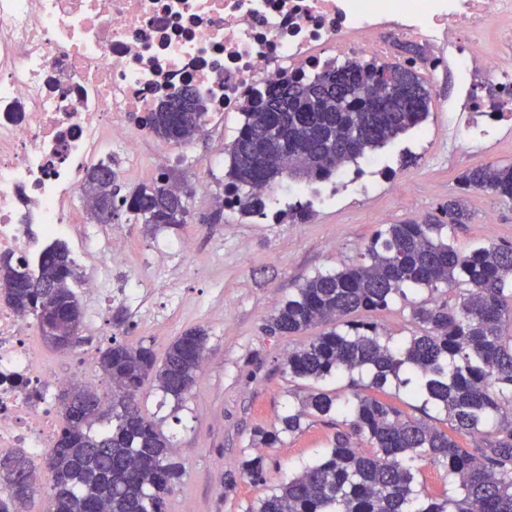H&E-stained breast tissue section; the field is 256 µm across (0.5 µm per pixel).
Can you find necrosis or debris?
<instances>
[{"label": "necrosis or debris", "instance_id": "obj_1", "mask_svg": "<svg viewBox=\"0 0 512 512\" xmlns=\"http://www.w3.org/2000/svg\"><path fill=\"white\" fill-rule=\"evenodd\" d=\"M421 45L431 70L457 81L454 135L482 144L512 127V0H0V256L37 261L72 247L86 291L128 262L124 236L82 223V176L112 155L135 161L165 93L201 97L205 129L259 93L344 58L389 54L388 35ZM364 174L339 168L335 203ZM32 316L0 301V452L39 455L57 439L54 400L77 374L45 364Z\"/></svg>", "mask_w": 512, "mask_h": 512}]
</instances>
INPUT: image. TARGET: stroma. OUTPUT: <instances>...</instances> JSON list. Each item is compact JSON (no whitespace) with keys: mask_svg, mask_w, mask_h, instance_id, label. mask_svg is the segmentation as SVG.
<instances>
[{"mask_svg":"<svg viewBox=\"0 0 512 512\" xmlns=\"http://www.w3.org/2000/svg\"><path fill=\"white\" fill-rule=\"evenodd\" d=\"M427 84L430 110L421 128L375 151L377 165L365 191L313 209L306 223L277 224L232 210L225 212L223 222L209 224L205 218L217 207L212 198L191 199V215L177 232H150L129 222L125 212H117L114 222L128 238L129 264L112 270L105 302L82 307L84 318L101 322L102 333L84 331L83 343L67 351L53 350L43 337H36L47 363L97 377L100 393L106 394L110 385L100 378L96 362L112 340L141 342L160 356L187 329L207 330L205 370L182 402L162 399L149 381L138 396L143 412L158 419L171 437L173 454L184 471L166 512H245L289 474L321 457L336 429L349 422L353 385L369 384V374L317 382L290 378L285 372L289 352L309 343L318 331L274 336L266 330L275 307L306 279L357 263L377 231L441 216L449 198L458 195L465 197L472 213L470 223L452 232L458 250L512 246V203L487 192L462 191L458 183L459 176L476 165L512 164V130L479 148L450 142L448 102L454 78H431ZM242 122L241 113H225L222 133L195 140L191 160L173 164L169 175L186 181L204 177L223 185L226 149ZM185 238L195 242L190 258L171 255L158 261L159 243ZM142 270L149 272L156 287L153 313L145 318L136 317L132 302L121 294L126 281ZM364 318L396 342L416 330L409 307L399 300ZM315 387L335 394L344 412L304 418L302 431L281 435L265 450L271 460L265 484L239 478L242 460L260 449L255 429H279L281 417L297 411ZM231 475L238 482L229 490L224 482Z\"/></svg>","mask_w":512,"mask_h":512,"instance_id":"stroma-1","label":"stroma"}]
</instances>
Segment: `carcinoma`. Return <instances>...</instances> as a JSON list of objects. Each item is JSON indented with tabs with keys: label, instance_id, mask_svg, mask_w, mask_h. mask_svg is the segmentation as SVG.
Listing matches in <instances>:
<instances>
[{
	"label": "carcinoma",
	"instance_id": "carcinoma-1",
	"mask_svg": "<svg viewBox=\"0 0 512 512\" xmlns=\"http://www.w3.org/2000/svg\"><path fill=\"white\" fill-rule=\"evenodd\" d=\"M388 78L405 93L383 106L359 95L367 85ZM430 89L416 73L385 63L377 72L368 62L348 60L310 76L288 80L277 90L248 103L238 135L227 147L224 191L240 214L304 223L309 208L273 210L260 186L280 178L330 181L342 163L354 162L415 129L429 114ZM170 99L158 100L147 121L154 136L188 144L200 133L203 113L178 111ZM277 125L283 139L265 136ZM336 157H326L330 143ZM105 165L88 170L84 192L95 198L118 195L100 176ZM467 188L512 199V165L480 164L459 176ZM128 220L149 229H180L187 208L162 173L122 198ZM444 219L409 220L377 232L354 265L319 273L275 308L269 319L274 335L296 336L322 325L325 331L288 354L286 373L317 381L355 371L371 375L370 388L382 391L393 380L411 394L442 408L447 428L410 416L372 395L356 394L347 429L338 430L330 447L273 489L247 512H512V247L478 246L464 253L448 231L467 224L463 200L450 199ZM77 279L69 248L48 245L37 267L24 257L0 256V286L16 310L34 316L39 328L55 325L80 341L82 304L70 286ZM455 293L454 303L410 300L421 288L438 285ZM396 299L410 305L420 332L392 345L370 322H352L359 311L385 309ZM207 331L186 330L157 359L151 347L113 342L97 367L112 386L111 408L84 386L65 391V426L46 455L52 474L49 512H166L169 496L183 470L173 460L170 439L144 416L137 395L153 378L163 396L180 402L192 391L206 356ZM343 408L335 398L314 390L300 409L282 420V431L255 429L259 443L271 447L280 433L301 429L305 415H327ZM112 428L94 432L97 421ZM483 431L467 448L460 438ZM370 444L368 448L360 443ZM428 463L444 470L442 484L455 481L459 495L446 489H415ZM270 460L257 453L244 459L240 476L254 485L266 481ZM29 458L20 450L0 453V512H23L35 490Z\"/></svg>",
	"mask_w": 512,
	"mask_h": 512
}]
</instances>
